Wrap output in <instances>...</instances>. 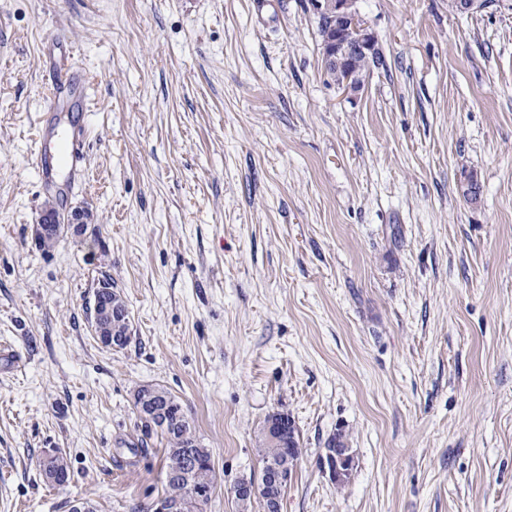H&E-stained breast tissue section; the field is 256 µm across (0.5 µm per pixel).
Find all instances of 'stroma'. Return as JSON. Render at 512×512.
<instances>
[{"mask_svg": "<svg viewBox=\"0 0 512 512\" xmlns=\"http://www.w3.org/2000/svg\"><path fill=\"white\" fill-rule=\"evenodd\" d=\"M355 6L384 65L350 99L308 0H0V512H150L155 384L212 455L205 512H238L274 411L281 512H512V0ZM57 68L87 79L73 188L33 163ZM47 206L86 231L40 248ZM105 275L122 349L90 323ZM291 444L292 447L288 445V437L286 440L279 442L268 441L263 437L261 442H259V448H257L258 456L260 457V462L262 464L261 477L259 479L261 482L267 480V474L272 471V466L281 465L285 462V457L288 454V448L290 450V455L288 454V461L283 465L274 468L273 472L268 474L269 480L267 483L270 484V487L277 488V491L280 492L279 496L276 498L273 496L263 497L262 492L267 489V486L260 485L259 482L256 480H250L247 476H241L230 484L226 490L227 495L237 503L254 500L256 498L261 500H272L273 504L267 509V512L280 511V503L285 489L288 486V469H291L290 462L293 464L297 459V456L294 458L292 457L295 448H299L296 429L293 431V435L291 436ZM348 438L343 432H337L327 443L326 455L323 460L324 470L329 473L331 480L342 483L350 475L353 467L354 455L348 445Z\"/></svg>", "mask_w": 512, "mask_h": 512, "instance_id": "stroma-1", "label": "stroma"}]
</instances>
